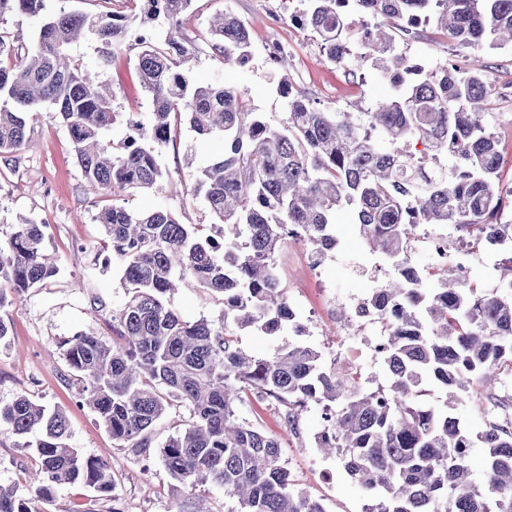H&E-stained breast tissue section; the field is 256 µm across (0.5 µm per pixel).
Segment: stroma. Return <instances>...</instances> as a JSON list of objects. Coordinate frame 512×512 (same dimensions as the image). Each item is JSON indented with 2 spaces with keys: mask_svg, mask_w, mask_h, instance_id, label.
<instances>
[{
  "mask_svg": "<svg viewBox=\"0 0 512 512\" xmlns=\"http://www.w3.org/2000/svg\"><path fill=\"white\" fill-rule=\"evenodd\" d=\"M301 0H192L181 26L194 41V57L188 64L190 77L203 83L214 76L244 92L252 111L263 113L274 126L287 118V107L277 84L287 78L292 87L305 92L315 104L331 111L349 110L359 104L363 111L374 109L390 95L387 80L370 65L356 74L329 62L319 38L301 28L294 14ZM232 11L249 27L252 57L242 68L225 66L210 45L208 24L216 15ZM395 42L411 60L423 61L428 69L446 67L456 59L453 40L437 34L434 23L423 22L413 31H395ZM136 45L115 52L107 69L97 66L98 45L85 39L74 45L71 56L81 64L91 81L109 84L113 106L120 119L108 134L119 142L140 139L148 128L151 96L142 87L135 65ZM483 75L491 88V123L505 159L503 186L512 187V50L476 49ZM33 148L0 158V233L8 232L20 218L45 223L44 252L59 273L43 286L14 296L12 305L0 309L10 325L11 336L0 346V403L27 393L48 407L66 410L72 431L71 443L82 453L106 461L115 484L112 497H102L74 485L57 490L47 512H112L114 501L124 502L127 512H176V497L159 450L170 435L191 421V410L173 404L158 422L147 452L117 446L108 437L91 410L78 403L76 386L66 371L59 343L78 332L112 337V312L123 302L121 270L106 247L96 215L111 201L132 210L163 205L176 213L181 223L208 224L212 218L194 192L195 177L185 166L187 157L213 155L218 146L201 141L188 124H181L158 156L165 179L158 192L127 190L111 196L90 186L76 162L65 127L42 115L31 117ZM339 247L319 270L305 262L299 246L286 241L275 255L282 286L298 320L303 340L320 348L326 357L355 359L364 377L382 381L383 366L365 345L376 338L372 326L361 332L344 330L331 315L332 308L350 304L374 281H386L389 267H381L377 279L364 276L372 260L348 209L336 213ZM168 302L186 319H215L223 306L210 295L188 285L177 288ZM323 408L309 404L301 419L300 432L283 435L275 406L245 400L240 419L258 423L282 434L283 458L298 483L323 498L327 512H361L363 493L347 479L341 461L330 458L320 466L309 457L319 456L314 436L323 427ZM35 458L24 441L0 430V486L28 497L27 473L35 469Z\"/></svg>",
  "mask_w": 512,
  "mask_h": 512,
  "instance_id": "obj_1",
  "label": "stroma"
}]
</instances>
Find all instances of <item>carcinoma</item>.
Segmentation results:
<instances>
[{"mask_svg": "<svg viewBox=\"0 0 512 512\" xmlns=\"http://www.w3.org/2000/svg\"><path fill=\"white\" fill-rule=\"evenodd\" d=\"M148 18H163L164 40L142 44L137 70L152 95L143 143L107 148L101 139L118 113L114 95L90 81L71 59L72 45L94 37L98 65L109 66L132 23L110 12L53 11L48 0H0V18L24 15L38 22L30 50L20 56L0 37V156L32 141L30 114L43 112L66 128L85 180L105 192L152 190L165 177L157 157L172 121L185 114L203 140L220 149L198 163L195 192L224 231L216 241L204 224H182L168 208L133 211L119 204L100 210L112 257L120 264L125 300L112 312V341L77 332L60 342L79 396L122 447L148 448L151 431L171 403L192 407V422L160 448L173 490L211 484L237 500L240 512H326L322 500L299 486L282 459L280 438L238 416L253 397L285 408L283 432L314 402L327 427L314 437L325 455L340 459L365 494L363 512H512V417H498L491 399L485 427L472 433L456 406L477 379L512 363V277L491 292L446 277L430 281L410 255V230L452 224L469 234L501 209L498 175L503 158L485 119L488 87L482 69L450 64L405 78L406 57L394 37L366 32L363 52L347 42L348 11L380 16L392 26L433 20L463 52L512 47V0H306L294 16L318 34L328 60L349 71L361 62L389 80L395 94L369 112H326L287 83L288 116L279 127L248 108L243 95L215 79L192 84L182 71L194 41L180 27L192 0H144ZM211 48L230 67L245 66L251 33L230 12L210 23ZM446 145L456 159L434 169L429 157L408 150L414 142ZM348 207L370 253L394 277L379 289L377 306L389 310L390 331L381 356L384 382L355 386L325 365L300 340L304 327L288 303L274 256L291 237L304 238L327 257L336 237V211ZM44 224H15L0 246V309L9 296L58 274L43 254ZM220 297V318L184 319L168 306L177 283ZM273 342L252 356L239 331ZM292 333L282 341L285 332ZM432 384L448 394L442 404L420 400ZM0 428L34 436L38 469L27 498L0 488V512H44L64 484L97 494L114 489L99 459L71 444L66 414L19 394L0 404ZM485 448L481 480L471 478L467 451Z\"/></svg>", "mask_w": 512, "mask_h": 512, "instance_id": "obj_1", "label": "carcinoma"}]
</instances>
